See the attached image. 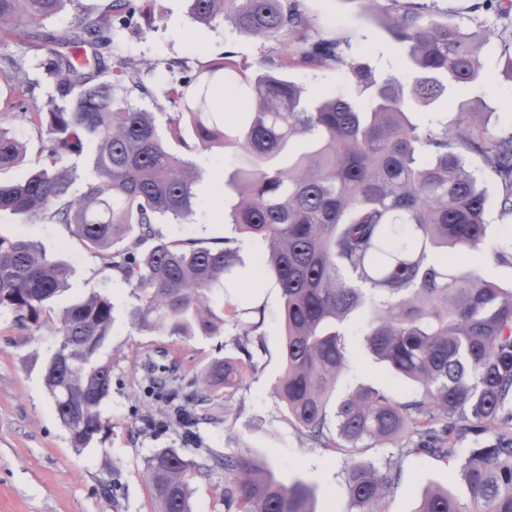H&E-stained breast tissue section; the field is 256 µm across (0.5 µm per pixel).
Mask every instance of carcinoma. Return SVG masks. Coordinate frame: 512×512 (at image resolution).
<instances>
[{
    "mask_svg": "<svg viewBox=\"0 0 512 512\" xmlns=\"http://www.w3.org/2000/svg\"><path fill=\"white\" fill-rule=\"evenodd\" d=\"M72 0H0V35H22L44 53L58 98L30 102L23 65L0 58V83L17 95L0 115V169L19 163L26 145L11 133L18 120L39 136L43 166L23 182L0 184V211L64 227L139 300L131 325L168 336L232 331L235 357L215 358L185 393L181 361H149L148 388L167 403L169 423L193 435L200 422L225 421L224 402L264 349L263 320L243 321L237 304L218 299L240 266L241 243L266 245L258 261L283 300L284 370L273 386L288 419L311 443L347 456L349 512H384L400 460L363 457L393 446L448 459L471 430L490 434L471 448L448 483L463 485V504L446 486L426 488L416 512H512V288L440 259L488 241L487 193L470 169L479 158L497 177L498 205L512 218V131L494 134L484 110L462 107L451 125L409 118L432 109L451 89L478 86L483 43L496 31L467 29L427 0H357L381 12L402 48L404 77L377 79L345 37L311 39L301 0H188L191 19L224 23L257 38L295 45L262 59L247 92L224 81L229 61L184 77L167 93L165 130L154 113L124 96L144 88V63L110 60L112 28L149 0H108L95 16L58 34L43 22ZM301 65L346 75L369 103L337 95L310 101L282 71ZM95 143V178L77 193L69 165ZM234 154L224 184L234 204L224 223L235 235L219 246L169 238L160 224L193 215L201 170L171 144ZM487 256L512 265V239ZM73 273L35 242L0 237V314L39 328ZM111 299L92 293L53 320L58 347L45 361L44 383L72 447H92L108 428L102 406L112 392ZM363 316L367 349L415 385L401 401L360 386L334 399L348 367L351 319ZM224 475L227 512H315L314 489L285 484L246 448L206 450L195 459L160 448L145 461L155 512H192L195 475Z\"/></svg>",
    "mask_w": 512,
    "mask_h": 512,
    "instance_id": "cac0c4a2",
    "label": "carcinoma"
}]
</instances>
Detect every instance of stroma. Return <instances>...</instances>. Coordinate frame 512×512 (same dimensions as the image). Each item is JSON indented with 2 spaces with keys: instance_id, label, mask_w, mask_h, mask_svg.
<instances>
[{
  "instance_id": "1",
  "label": "stroma",
  "mask_w": 512,
  "mask_h": 512,
  "mask_svg": "<svg viewBox=\"0 0 512 512\" xmlns=\"http://www.w3.org/2000/svg\"><path fill=\"white\" fill-rule=\"evenodd\" d=\"M302 6L312 21V34L340 32L350 37L353 52L369 63L377 76L399 72V47L380 18L361 10L354 0H302ZM284 50V45L224 24L208 28L194 23L187 0H155L152 14H138L131 25L114 27L111 41L113 57H132L150 64L144 89L128 90L127 98L154 112L160 124L170 110L166 93L179 80L169 71V61H188L195 71L228 56L235 64L231 78L241 83L253 77L261 58ZM503 52L498 38L486 41L482 48L485 77L480 88H457L449 101L434 107L433 120L453 121L458 107L478 96L492 114L490 131L512 130V88L504 85L499 73ZM0 54L23 55L36 103L55 95L38 49L6 36L0 38ZM288 76L314 97L357 95L354 86L333 70L301 66L289 69ZM11 129L25 142L27 153L22 163L0 171V180L18 183L43 166L44 156L34 132L17 122ZM192 159L204 177L197 186L198 201L191 221L165 224L161 230L172 238H199L209 245L228 232L218 210L232 201L223 176L232 168L233 159L217 151H197ZM0 236L37 242L48 257L72 266L70 288L56 299L55 309L95 290L111 298L115 317L103 349L104 357L112 361V393L103 406L111 427L102 442L81 450L71 447L43 384L44 362L57 346L51 324L28 330L16 325L11 316L0 317V512H154L144 466L160 448H176L190 458L205 448L250 449L283 482L300 480L312 485L316 512H346L345 456L307 443L273 393V384L283 370V327L280 291L272 278L257 282L247 274L240 280L239 295H258L265 305V349L258 352L256 368L243 388L227 399L226 422L199 424L189 442L182 429L167 424L163 402L148 396L144 360L159 359L161 351L168 350L176 353L187 374L193 375L212 359L234 355L230 336L184 338L137 332L130 324V312L138 303L131 288L111 272L101 271L98 258L62 227L26 222L0 211ZM347 346L349 369L337 384L338 393L369 386L399 399L413 394L411 383L389 372L369 353L357 329H350ZM148 413L153 416L149 425L143 421ZM458 465V459L442 460L426 453L403 456L399 484L386 503V512H415L424 488L447 483L449 472Z\"/></svg>"
}]
</instances>
